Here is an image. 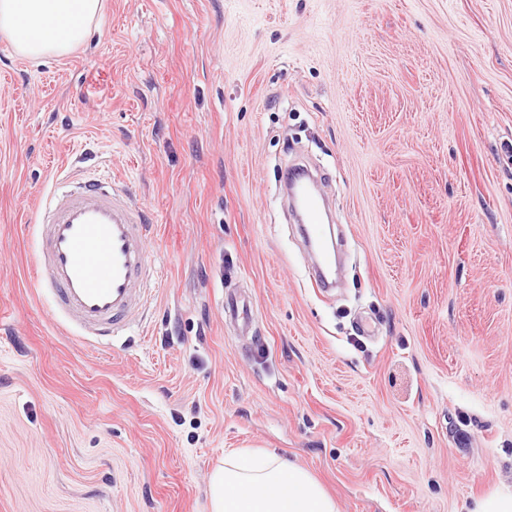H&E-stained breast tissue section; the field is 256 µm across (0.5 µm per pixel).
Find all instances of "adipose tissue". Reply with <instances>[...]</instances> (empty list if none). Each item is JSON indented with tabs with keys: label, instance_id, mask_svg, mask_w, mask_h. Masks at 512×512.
Here are the masks:
<instances>
[{
	"label": "adipose tissue",
	"instance_id": "ef3b65f1",
	"mask_svg": "<svg viewBox=\"0 0 512 512\" xmlns=\"http://www.w3.org/2000/svg\"><path fill=\"white\" fill-rule=\"evenodd\" d=\"M102 0H0V38L16 54L62 58L81 44ZM209 512H338L306 469L275 456L225 453L209 478Z\"/></svg>",
	"mask_w": 512,
	"mask_h": 512
}]
</instances>
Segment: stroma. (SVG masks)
<instances>
[{
	"mask_svg": "<svg viewBox=\"0 0 512 512\" xmlns=\"http://www.w3.org/2000/svg\"><path fill=\"white\" fill-rule=\"evenodd\" d=\"M103 2L66 57L0 39V512H208L234 448L338 512L512 488V0ZM300 165L346 240L330 299L279 193ZM102 168L160 277L108 349L33 272L36 200ZM224 317L242 330L253 320V305L242 292H228L224 297Z\"/></svg>",
	"mask_w": 512,
	"mask_h": 512,
	"instance_id": "obj_1",
	"label": "stroma"
}]
</instances>
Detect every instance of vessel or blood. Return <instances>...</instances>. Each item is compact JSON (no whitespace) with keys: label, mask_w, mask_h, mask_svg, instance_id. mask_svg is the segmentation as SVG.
Here are the masks:
<instances>
[{"label":"vessel or blood","mask_w":512,"mask_h":512,"mask_svg":"<svg viewBox=\"0 0 512 512\" xmlns=\"http://www.w3.org/2000/svg\"><path fill=\"white\" fill-rule=\"evenodd\" d=\"M298 179L304 187L297 211L305 222L303 232L318 254H326L331 228L321 221L324 201L309 174ZM36 226V283L48 293L54 317L76 335L111 344L139 314L146 282L154 275L147 246L152 224L145 208L114 187L109 174L73 175L41 195ZM224 317L248 328L253 320L249 297L227 293Z\"/></svg>","instance_id":"obj_1"}]
</instances>
